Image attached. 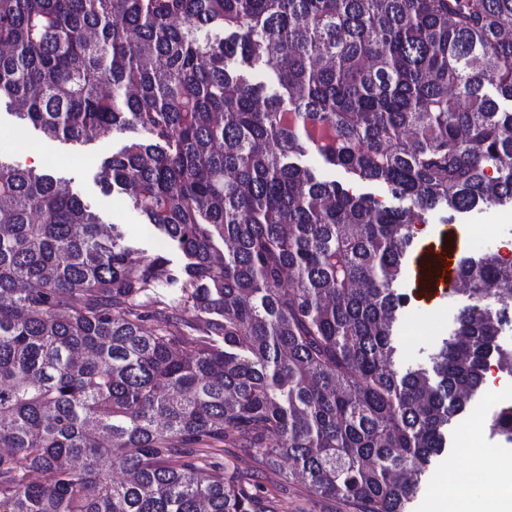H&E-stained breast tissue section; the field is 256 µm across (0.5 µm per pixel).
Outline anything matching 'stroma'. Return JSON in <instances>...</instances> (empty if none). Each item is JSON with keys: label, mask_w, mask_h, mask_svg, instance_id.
Segmentation results:
<instances>
[{"label": "stroma", "mask_w": 512, "mask_h": 512, "mask_svg": "<svg viewBox=\"0 0 512 512\" xmlns=\"http://www.w3.org/2000/svg\"><path fill=\"white\" fill-rule=\"evenodd\" d=\"M124 135L113 134L87 142H65L47 138L32 125L17 119L6 104H0V157L24 167L33 163V155L53 156L56 162L53 174L66 181L71 190L98 213L103 223L120 225L128 245L152 255L165 253L173 266H180L182 255L172 249L152 226L145 224L139 211L133 208L126 195L104 194L97 185L95 175L104 157L119 150ZM403 286L411 297L416 319H402L396 325V338L403 355L400 368L428 363L430 355L449 337L459 308L469 304L467 294L453 292L424 300L412 274H405ZM493 382L484 396L472 402L460 419L447 449L433 458L420 492L407 506V512H432L434 477L440 472L453 473L462 485V496L469 505L494 507L491 493L493 482L499 481L500 472L496 457L512 458V443L504 438L491 436L486 425H475L472 414L492 412L512 405V376L491 369ZM478 433L485 455H467L461 441L471 433ZM260 483L267 494L275 497L278 512H347L344 506L318 500L301 481L284 482L279 473H263Z\"/></svg>", "instance_id": "35a3bbf8"}]
</instances>
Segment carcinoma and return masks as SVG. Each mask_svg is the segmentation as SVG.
Instances as JSON below:
<instances>
[{
	"instance_id": "1",
	"label": "carcinoma",
	"mask_w": 512,
	"mask_h": 512,
	"mask_svg": "<svg viewBox=\"0 0 512 512\" xmlns=\"http://www.w3.org/2000/svg\"><path fill=\"white\" fill-rule=\"evenodd\" d=\"M0 45L19 119L132 133L98 181L185 259L0 159V504L277 512L267 467L405 512L488 363L512 375L491 253L429 366L393 342L412 226L512 204V0H0ZM488 428L512 442V407Z\"/></svg>"
}]
</instances>
